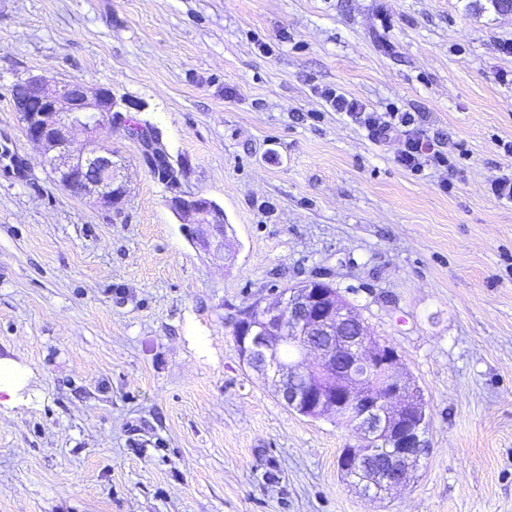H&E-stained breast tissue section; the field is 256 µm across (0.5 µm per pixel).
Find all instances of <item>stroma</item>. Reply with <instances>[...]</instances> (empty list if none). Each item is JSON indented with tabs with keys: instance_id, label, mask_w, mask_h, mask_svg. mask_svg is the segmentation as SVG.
<instances>
[{
	"instance_id": "35a3bbf8",
	"label": "stroma",
	"mask_w": 512,
	"mask_h": 512,
	"mask_svg": "<svg viewBox=\"0 0 512 512\" xmlns=\"http://www.w3.org/2000/svg\"><path fill=\"white\" fill-rule=\"evenodd\" d=\"M512 11L490 0H0V512H512ZM31 76L137 103L219 204L204 252L125 128L127 197L58 187L10 95ZM414 113L448 159L328 109ZM324 278L391 344L430 450L371 501L345 423L243 364L240 312ZM322 97L326 105L337 114L350 118L379 140H387L392 135L404 132L403 145L396 156V160L407 170L419 172L426 157L430 154L437 163L448 162L439 151H433L434 145L420 129L400 130V126L408 127L414 123L410 113L403 112L402 115L398 116V112H389V119H385L386 116L383 118L378 113L369 111L361 101L337 90H327L322 94ZM396 119L397 122H395Z\"/></svg>"
}]
</instances>
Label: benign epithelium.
Returning a JSON list of instances; mask_svg holds the SVG:
<instances>
[{
	"mask_svg": "<svg viewBox=\"0 0 512 512\" xmlns=\"http://www.w3.org/2000/svg\"><path fill=\"white\" fill-rule=\"evenodd\" d=\"M24 87L37 108L19 113L22 129L42 147L44 165L56 182L70 195L103 207L121 204L127 196L121 165L112 149L98 143L96 133L105 118L114 125L124 124L125 113L135 105L117 102L108 88L90 96L81 82L51 87L45 79L32 77ZM75 129L86 136L76 155L70 151ZM137 140L148 170L167 158L157 147L154 130ZM169 205L178 216L191 218V236L203 250L217 247L229 255L232 243L222 207L182 193L174 195ZM235 329L243 364L272 377L289 409L312 419L332 414L358 435L360 444L342 451L340 469L345 476L355 470L362 449H386L375 479L361 487L365 497H370L372 485L390 491L408 484L428 448L424 401L410 395L407 374L394 348L373 342L359 314L336 298L329 283L310 280L303 288L281 293L273 303L254 302L242 312ZM285 346L293 351L286 361L280 356ZM304 369L311 377L301 386L296 374Z\"/></svg>",
	"mask_w": 512,
	"mask_h": 512,
	"instance_id": "7a95c632",
	"label": "benign epithelium"
}]
</instances>
